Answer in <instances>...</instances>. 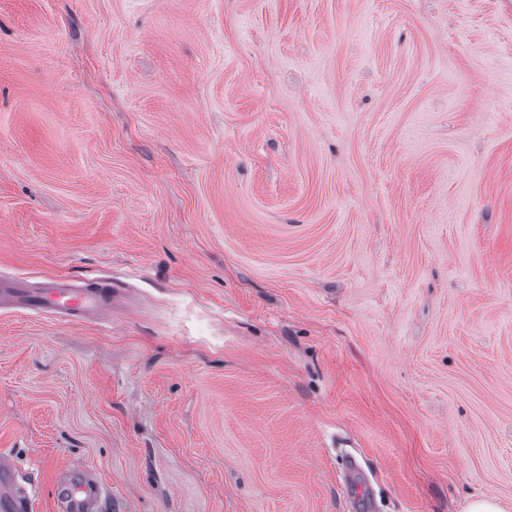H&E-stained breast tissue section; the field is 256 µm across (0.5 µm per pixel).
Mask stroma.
Here are the masks:
<instances>
[{"instance_id": "1", "label": "stroma", "mask_w": 512, "mask_h": 512, "mask_svg": "<svg viewBox=\"0 0 512 512\" xmlns=\"http://www.w3.org/2000/svg\"><path fill=\"white\" fill-rule=\"evenodd\" d=\"M0 272L30 512H512V0H0ZM23 277L5 281L0 276V308L12 304L14 308L36 316L55 315L71 318L105 317L116 308L121 290L108 280L84 287L72 286L64 280L47 279L42 288H24ZM350 468L344 483L346 497L360 504L370 500V493L366 482L361 478L357 468L358 463L353 456L349 457ZM93 493L107 495L105 488L99 483L96 476L88 470L82 471L77 476L58 482L54 487L56 508L60 512H94L100 509H92L89 498Z\"/></svg>"}]
</instances>
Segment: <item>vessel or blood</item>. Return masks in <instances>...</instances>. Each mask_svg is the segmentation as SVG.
Returning a JSON list of instances; mask_svg holds the SVG:
<instances>
[{"label":"vessel or blood","mask_w":512,"mask_h":512,"mask_svg":"<svg viewBox=\"0 0 512 512\" xmlns=\"http://www.w3.org/2000/svg\"><path fill=\"white\" fill-rule=\"evenodd\" d=\"M120 297V289L107 280L75 287L64 280L50 278L42 287L31 290L26 288L22 277L8 281L0 278V304H10L36 316L102 318L117 307ZM344 487L346 497L360 504L368 503L369 489L357 468L349 469ZM102 490L91 471H82L55 485L56 508L58 512H93L89 498ZM29 503L28 487L19 483L9 453L0 448V512H27Z\"/></svg>","instance_id":"obj_1"}]
</instances>
